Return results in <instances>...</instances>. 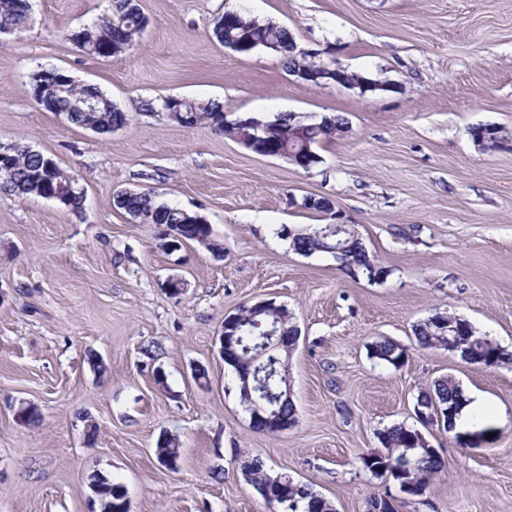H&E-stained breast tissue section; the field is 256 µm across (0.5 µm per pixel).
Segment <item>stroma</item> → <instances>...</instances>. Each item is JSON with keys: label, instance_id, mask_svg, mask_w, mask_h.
Segmentation results:
<instances>
[{"label": "stroma", "instance_id": "35a3bbf8", "mask_svg": "<svg viewBox=\"0 0 512 512\" xmlns=\"http://www.w3.org/2000/svg\"><path fill=\"white\" fill-rule=\"evenodd\" d=\"M148 25L117 58L87 55L72 31L110 0H33L25 28L0 34V142L52 158L84 188L82 211L0 191V512H90V477L122 483L131 512H274L247 482L263 461L313 485L336 512L390 496L397 512H512V364L485 367L421 350L414 327L441 307L512 351V139L481 150L470 130L512 131V0H140ZM228 10L288 28L301 49L394 82L359 94L295 81L282 57L242 55L210 34ZM97 85L130 121L102 136L39 107L32 74ZM222 101L228 118L282 112L347 118L305 171L207 127L170 121L162 99ZM203 216L223 258L115 206L118 192ZM334 201L379 264L353 276L328 254L303 256L277 228L322 218ZM177 277L174 296L165 283ZM272 299L301 329L290 359L296 423L253 429L219 354L225 316ZM390 339L409 357L371 359ZM480 393L473 423L495 443L463 448L424 429L447 459L423 497L363 471L378 434L415 425L421 387L444 376ZM37 405L41 420L17 411ZM179 438L177 469L156 443ZM368 352L370 358L395 368L402 367L408 356L405 348L387 338H380L372 342L368 346Z\"/></svg>", "mask_w": 512, "mask_h": 512}]
</instances>
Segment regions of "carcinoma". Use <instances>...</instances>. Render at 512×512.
Returning <instances> with one entry per match:
<instances>
[{
    "label": "carcinoma",
    "instance_id": "1",
    "mask_svg": "<svg viewBox=\"0 0 512 512\" xmlns=\"http://www.w3.org/2000/svg\"><path fill=\"white\" fill-rule=\"evenodd\" d=\"M30 15L29 0H0V30H15L25 26ZM147 25V18L142 12L139 0H111L110 13L93 23L81 28L71 35V39L86 53L93 56H111L108 52V40L112 28L119 26L125 36L132 40L141 33ZM212 37L218 43L234 49L243 43L259 45L279 53L288 71H293L307 63L297 52L290 50L293 43L290 31L272 21H262L236 15V23H224V16L213 20ZM30 94L47 100L53 111L69 115V122L83 127L96 128L105 135L114 126L126 125L129 121L127 113L123 112L98 87L80 84L56 69L41 70L30 78ZM176 108L182 113L183 120L177 124L187 127L208 126L228 137H244L251 129L243 125L224 124V111L215 103H203L184 99L171 106L167 100H162L161 110L169 111ZM292 121L289 113H281L273 119V125L268 128L265 138L275 144L282 152L295 151L300 144L288 142V123ZM347 119L341 115L332 118L327 116L310 125L305 138L314 147L336 137V130L342 129ZM47 156L35 153L24 146H17L8 157H0V190L17 196L33 195L45 197L49 187L60 183L66 184L72 176L59 165H54L51 171H46ZM120 209L150 224H181L184 226L185 241L195 242L209 251L222 246L208 224H188L186 217L191 212L167 204H158L149 192L128 195L123 199ZM319 225L295 228L288 231L286 227L276 230V235L289 241V246L301 255L317 253L330 254L336 249V236H321L317 234ZM345 259L342 265L348 270L356 269L363 275H368V265L375 261L359 237H354V231L345 233L342 239ZM279 320V335H288L292 321L288 312L279 307H271L269 311L256 317V321H247L240 326V360L232 366L237 378V388L240 400L248 404L251 395L246 392L247 381L244 375L248 373L251 354L255 347L266 340L262 328L255 322L264 323ZM448 321V312L435 309L431 315L415 326L414 337L419 348L423 350L444 349L453 351L448 346V330L443 323ZM459 329L458 343L469 349L472 364H485L487 367L499 366L512 361V355L495 341L479 334L466 321L457 322ZM369 356L394 368L402 367L407 358L406 349L398 343L380 338L368 346ZM416 404L422 409L439 406L453 413H460L465 404L464 391L460 383L451 376L439 378L433 384L421 391ZM419 431L406 424H396L381 432V444L385 450L361 454V468L374 475H380L382 460H387L400 469L397 474H390L398 486L406 487L408 491L427 490L430 481L443 471L446 466L442 456L437 455L417 444ZM157 457L165 456L173 462L181 457V442L175 435L164 437L156 446ZM244 475L248 482L261 495L264 501L272 506H287L284 512H332L333 505L313 489L312 486L298 482L286 474H279V480L270 481L269 472L259 461L245 468ZM91 484L99 491L106 509L110 512H120L126 502L125 486L112 479L93 475Z\"/></svg>",
    "mask_w": 512,
    "mask_h": 512
}]
</instances>
